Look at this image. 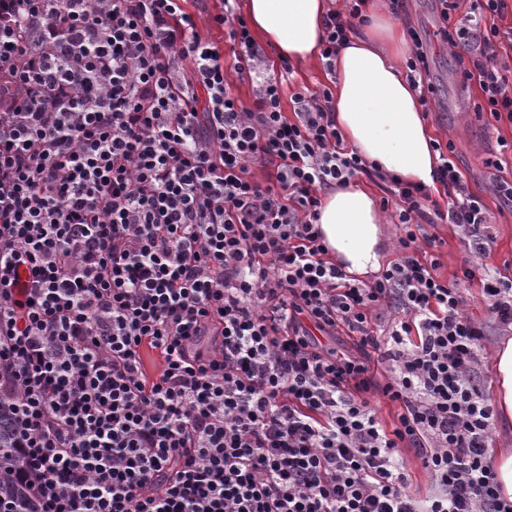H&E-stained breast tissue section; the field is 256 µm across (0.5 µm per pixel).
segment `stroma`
<instances>
[{
    "label": "stroma",
    "instance_id": "stroma-1",
    "mask_svg": "<svg viewBox=\"0 0 512 512\" xmlns=\"http://www.w3.org/2000/svg\"><path fill=\"white\" fill-rule=\"evenodd\" d=\"M188 7L200 20L202 36L224 56L229 91L243 101H252L255 87L247 74L237 70L226 30L211 22L212 15L223 8L221 0H190ZM395 22L401 28L418 31L427 44L430 63L428 79L435 88V102L433 112L427 113L426 119L436 140L453 142L456 163L471 192L480 196L488 207L495 222L497 237L491 262L501 276L512 279V207L503 204L492 191L494 181H512V124L500 125L498 133L494 134L488 130L484 120L475 116L478 88L473 84H463L452 49L440 40L437 31L442 21L434 0H404L402 12ZM494 156L501 158V167L488 165V158ZM465 311L485 328L481 349L486 368L484 384L492 386L490 366L502 334L489 318L479 284H472L466 291Z\"/></svg>",
    "mask_w": 512,
    "mask_h": 512
}]
</instances>
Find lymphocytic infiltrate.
Returning a JSON list of instances; mask_svg holds the SVG:
<instances>
[{
	"mask_svg": "<svg viewBox=\"0 0 512 512\" xmlns=\"http://www.w3.org/2000/svg\"><path fill=\"white\" fill-rule=\"evenodd\" d=\"M461 1L438 0L442 38L482 111L512 123V0ZM186 2L0 0V400L36 512H512L484 327L462 309L479 281L511 334L512 280L453 143L442 205L344 147L330 87L296 90L285 115L290 63L271 66L226 0L211 21L254 75L245 105ZM364 4L327 13L326 71ZM361 174L397 230L367 281L317 225L324 193ZM442 224L469 243L449 279ZM404 457L410 467L414 488L421 494H425L429 490L431 484L428 473L421 467L413 449H405ZM493 464L501 493L512 502V449L499 450Z\"/></svg>",
	"mask_w": 512,
	"mask_h": 512,
	"instance_id": "1",
	"label": "lymphocytic infiltrate"
}]
</instances>
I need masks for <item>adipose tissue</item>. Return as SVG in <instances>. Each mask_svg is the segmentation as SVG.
<instances>
[{
  "label": "adipose tissue",
  "mask_w": 512,
  "mask_h": 512,
  "mask_svg": "<svg viewBox=\"0 0 512 512\" xmlns=\"http://www.w3.org/2000/svg\"><path fill=\"white\" fill-rule=\"evenodd\" d=\"M328 0H246L250 26L277 58L306 62L319 56ZM364 33L351 36L336 56L334 111L346 144L366 162L404 181L435 187L440 163L418 89L403 68L409 53L404 33L385 14H368ZM319 227L330 254L344 270L362 277L378 272L387 240L373 193L350 181L326 195ZM494 405L512 422V338L494 360Z\"/></svg>",
  "instance_id": "1"
}]
</instances>
